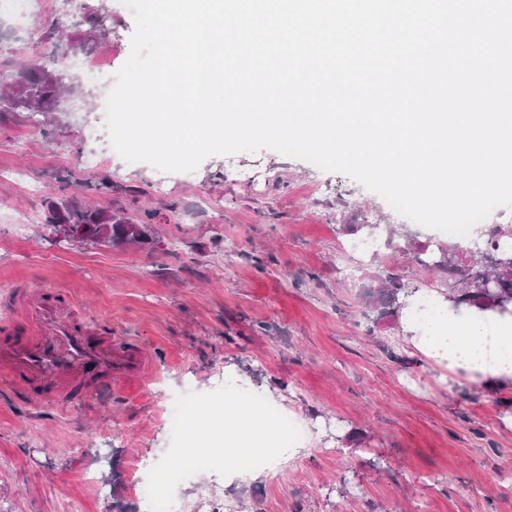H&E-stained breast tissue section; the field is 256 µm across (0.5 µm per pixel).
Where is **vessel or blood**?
I'll return each mask as SVG.
<instances>
[{"label": "vessel or blood", "instance_id": "1", "mask_svg": "<svg viewBox=\"0 0 512 512\" xmlns=\"http://www.w3.org/2000/svg\"><path fill=\"white\" fill-rule=\"evenodd\" d=\"M111 336L87 324L63 288L20 293L12 320L0 326V374L31 397L49 394L62 406L85 400L93 393L81 381L88 369L122 382L150 368L137 348L114 353Z\"/></svg>", "mask_w": 512, "mask_h": 512}]
</instances>
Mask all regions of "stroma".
<instances>
[{
    "mask_svg": "<svg viewBox=\"0 0 512 512\" xmlns=\"http://www.w3.org/2000/svg\"><path fill=\"white\" fill-rule=\"evenodd\" d=\"M106 21L96 51L119 70L135 21L120 0H33L25 28L0 24V56L47 61L44 35ZM77 108L49 125L0 113V322L17 291L58 285L113 346L133 342L152 378L102 387L62 409L0 383V512H147L136 482L170 445L177 394L235 379L301 427V455L247 483L203 471L176 489L179 512H512V386L490 387L419 349L411 297L445 305L448 278L418 262L447 233L396 213L348 176L264 148L164 173L109 151L110 84L75 66ZM139 223V242L67 239L46 222L57 191ZM372 224L408 231L413 246L347 252ZM403 288L368 312L372 275Z\"/></svg>",
    "mask_w": 512,
    "mask_h": 512,
    "instance_id": "35a3bbf8",
    "label": "stroma"
}]
</instances>
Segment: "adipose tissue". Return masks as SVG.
<instances>
[{
	"label": "adipose tissue",
	"instance_id": "1",
	"mask_svg": "<svg viewBox=\"0 0 512 512\" xmlns=\"http://www.w3.org/2000/svg\"><path fill=\"white\" fill-rule=\"evenodd\" d=\"M485 340L483 318L473 311L443 312L430 341L435 351L446 352L449 369L463 370L473 381L490 386L512 384V316L501 318L494 341L501 351L507 352L504 361L486 362L476 355Z\"/></svg>",
	"mask_w": 512,
	"mask_h": 512
}]
</instances>
